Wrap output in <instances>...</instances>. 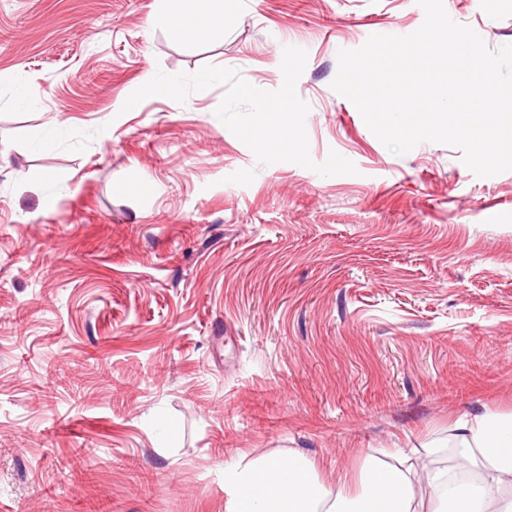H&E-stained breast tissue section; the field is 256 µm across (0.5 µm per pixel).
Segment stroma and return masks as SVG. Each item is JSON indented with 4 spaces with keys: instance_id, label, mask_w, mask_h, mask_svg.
Returning a JSON list of instances; mask_svg holds the SVG:
<instances>
[{
    "instance_id": "obj_1",
    "label": "stroma",
    "mask_w": 512,
    "mask_h": 512,
    "mask_svg": "<svg viewBox=\"0 0 512 512\" xmlns=\"http://www.w3.org/2000/svg\"><path fill=\"white\" fill-rule=\"evenodd\" d=\"M443 3L512 44V0ZM172 11L0 0V512H224L241 452L456 463L422 444L512 414V171L394 155L331 88L423 9ZM202 0H175V12L182 31L191 38H198L210 28L214 18L224 19V0H215L212 14L204 11Z\"/></svg>"
}]
</instances>
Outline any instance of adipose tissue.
Wrapping results in <instances>:
<instances>
[{"label": "adipose tissue", "instance_id": "obj_1", "mask_svg": "<svg viewBox=\"0 0 512 512\" xmlns=\"http://www.w3.org/2000/svg\"><path fill=\"white\" fill-rule=\"evenodd\" d=\"M225 0H175L182 31L205 34L223 18ZM466 481L449 482L446 471L419 473L416 465L366 460L356 476L340 475L335 485L321 479L316 466L298 453L261 462L240 454L224 466V512H268L279 498V512H512V416L489 411L468 413L452 429ZM425 483L426 494L415 492Z\"/></svg>", "mask_w": 512, "mask_h": 512}]
</instances>
